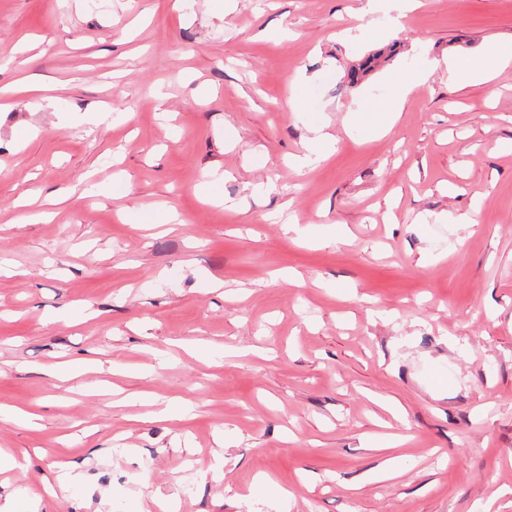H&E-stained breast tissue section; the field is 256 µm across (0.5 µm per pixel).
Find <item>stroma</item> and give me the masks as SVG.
<instances>
[{"instance_id": "obj_1", "label": "stroma", "mask_w": 512, "mask_h": 512, "mask_svg": "<svg viewBox=\"0 0 512 512\" xmlns=\"http://www.w3.org/2000/svg\"><path fill=\"white\" fill-rule=\"evenodd\" d=\"M367 5L0 0V512H512V0ZM512 64V45L502 47L497 54L492 58V61L485 67H474L472 61L468 57H463L455 60L452 64L457 72H470L475 78L489 82L493 79V73L498 68H505Z\"/></svg>"}]
</instances>
